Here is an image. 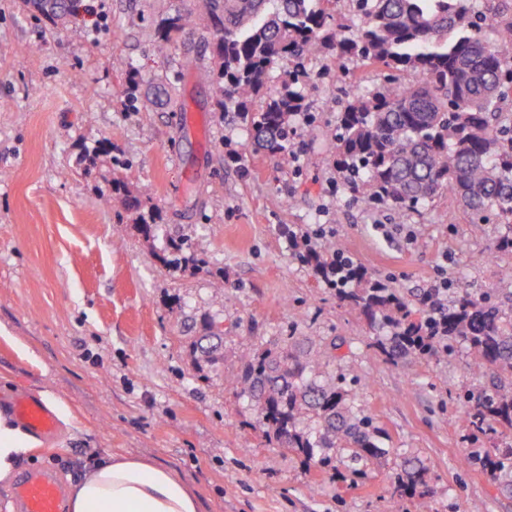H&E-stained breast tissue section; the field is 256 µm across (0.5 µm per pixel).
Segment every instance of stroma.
<instances>
[{"mask_svg":"<svg viewBox=\"0 0 512 512\" xmlns=\"http://www.w3.org/2000/svg\"><path fill=\"white\" fill-rule=\"evenodd\" d=\"M67 26L34 19L21 0H0V405L16 393L53 395L73 415L43 437L20 474L75 480L88 449L142 454L172 467L203 512H512V478L468 465L477 446L459 397L493 385L465 352L394 366L369 341L377 330L340 306L335 289L290 250L284 228L340 242L374 278L415 301L448 274L449 292L512 286V228L472 223L440 198L396 216L346 192L327 136L333 98L381 82H354L355 63L335 54L310 63L309 120L294 123V156L256 152L238 123L222 119L215 87L200 81L211 50L202 25L159 50L154 28L193 0H84ZM173 82L172 99L127 111L134 71ZM199 125L185 126V112ZM111 142L131 190L157 209L161 236L145 239L124 200L102 204L104 167L79 166L83 149ZM246 152L244 165L224 160ZM187 239L197 272L154 258L166 237ZM224 325V367L197 371L187 348L204 318ZM336 342L364 382L353 395L386 435V455L363 476L265 442L256 415L229 378L242 351L288 334ZM426 469L423 492L392 498L402 458Z\"/></svg>","mask_w":512,"mask_h":512,"instance_id":"1","label":"stroma"}]
</instances>
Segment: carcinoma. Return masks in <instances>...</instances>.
I'll return each mask as SVG.
<instances>
[{"mask_svg": "<svg viewBox=\"0 0 512 512\" xmlns=\"http://www.w3.org/2000/svg\"><path fill=\"white\" fill-rule=\"evenodd\" d=\"M345 1L358 18L350 29L338 19L336 4ZM266 0H194L195 13L167 17L154 29V41L167 49L174 35L194 20L206 22L214 67L201 77L218 85L217 105L252 133L255 146L271 158L292 149L295 119L308 112L309 61L324 50L365 67H383L391 77L345 100L336 119L334 163L344 186L367 206H385L401 216L448 194L480 222L494 213L512 229V122L502 104L512 92V3L486 0H274L275 9L257 18ZM34 16L53 25L76 15L81 0H23ZM496 17V38L482 35ZM288 66L273 80L276 69ZM411 73L417 83L403 85L398 75ZM162 89L153 75L130 76L127 99L137 112H151L153 93ZM104 202L123 196L140 200L111 171ZM136 229L151 239L160 231L154 211L137 217ZM183 239H167L156 259L183 270L204 261L187 253ZM340 243L325 252L304 255L322 279L348 281L336 289L339 301L386 331L374 345L397 364L457 346L470 355L480 373L493 369L509 379L475 398L461 396L466 421L476 435L512 432V291L508 302L467 289L431 314L418 318L412 301L392 288H378L367 271L335 262ZM198 369L224 364V341L208 348L201 337L189 343ZM336 345L306 346L283 336L241 355L240 372L230 378L239 397L259 414L262 437L269 444L320 462L366 464L385 453L374 419L354 405L350 393L361 383L355 369L335 373ZM342 451L332 457L329 451ZM467 462L480 463L493 477L512 474V444L479 448ZM408 483L393 494L425 484V468L404 462Z\"/></svg>", "mask_w": 512, "mask_h": 512, "instance_id": "cac0c4a2", "label": "carcinoma"}]
</instances>
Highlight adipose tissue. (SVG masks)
Segmentation results:
<instances>
[{
	"label": "adipose tissue",
	"mask_w": 512,
	"mask_h": 512,
	"mask_svg": "<svg viewBox=\"0 0 512 512\" xmlns=\"http://www.w3.org/2000/svg\"><path fill=\"white\" fill-rule=\"evenodd\" d=\"M41 441L0 411V482L9 481ZM69 512H200L196 493L173 470L137 455L88 454L70 488Z\"/></svg>",
	"instance_id": "adipose-tissue-1"
}]
</instances>
